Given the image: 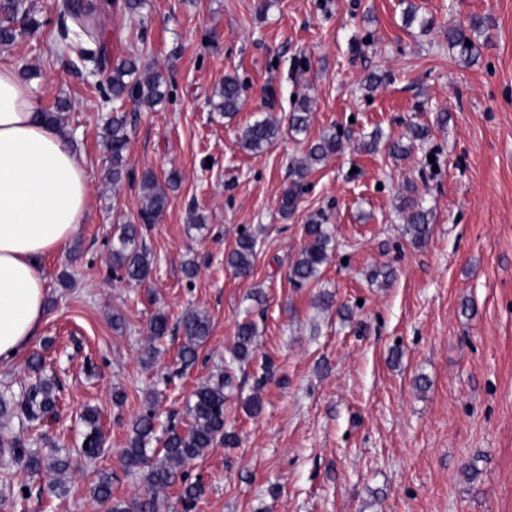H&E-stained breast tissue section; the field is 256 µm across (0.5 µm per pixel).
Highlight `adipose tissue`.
Returning a JSON list of instances; mask_svg holds the SVG:
<instances>
[{
	"mask_svg": "<svg viewBox=\"0 0 512 512\" xmlns=\"http://www.w3.org/2000/svg\"><path fill=\"white\" fill-rule=\"evenodd\" d=\"M90 208L85 162L48 124L29 86L0 65V363L38 335L46 315L43 257L62 249Z\"/></svg>",
	"mask_w": 512,
	"mask_h": 512,
	"instance_id": "ef3b65f1",
	"label": "adipose tissue"
}]
</instances>
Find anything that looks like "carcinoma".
Instances as JSON below:
<instances>
[{
  "mask_svg": "<svg viewBox=\"0 0 512 512\" xmlns=\"http://www.w3.org/2000/svg\"><path fill=\"white\" fill-rule=\"evenodd\" d=\"M61 19L57 39L49 46L52 55L73 52L81 66L95 70L98 81L95 86L104 90L107 100H130L136 106L152 108L163 100L167 80L160 72L147 73L141 70L139 56L125 57L112 55V48L104 37V31L96 15L107 13L113 7L109 0H57L55 4ZM42 27L41 21L29 6L28 0H0V46H9L22 34L34 35ZM448 44L465 61L476 58L479 44L466 34V30L452 26L448 28ZM244 86L234 75L224 76V83L208 98L213 112L232 119L240 110ZM310 121V100L307 95L298 99L297 107L290 113L288 128L295 134L307 130ZM281 132L280 121L268 116L247 124L241 132L240 144L243 149L259 153L271 146ZM103 139L112 161V185L122 182L126 173V152L128 131L125 115L114 112L103 128ZM343 143L334 133L323 135L312 144L301 160L292 164L294 180L281 198V211L288 216L293 213L306 178L329 157L341 151ZM142 205L135 222L122 224L112 242V266L129 282H144L151 273L152 261L149 252L140 240L142 224H155L168 205V195L158 179L151 173L141 177ZM402 210L405 213L407 231L413 242L421 243L430 234V211L417 199L403 197ZM306 243L290 265L289 281L295 288H302L316 281L321 268L329 260L330 244L333 241L326 216L319 212L311 216L304 225ZM256 257V239L243 233L236 240L233 249L225 256V263L240 276L251 274ZM183 342L179 359L183 367L193 365L198 350L208 340L211 324L206 315L189 309L179 321ZM169 324L165 314L152 317L149 325L151 340L161 339L168 334ZM256 326L251 321L238 325L235 343L230 349V359L224 363V370L214 378L197 386L187 406L190 419L187 430L176 425L168 427L164 436L156 435V415L148 408L132 423V434L127 448L122 450L123 468L128 473H139L146 484L145 493L130 501L112 497V475L102 474L92 487L96 500L108 504L107 512H160L165 499L160 494L175 484H180V501L184 512H190L202 496L201 482L188 480L185 467L200 458L217 442L226 448L238 445V436L226 428L224 404L226 390L233 386L236 366L249 361L254 353ZM31 370L38 374L36 381L20 398L0 394V419L9 421L37 422L45 425L57 417L58 384L55 379L42 375L43 363L38 357L29 361ZM101 412L87 406L80 415L85 431L80 455L87 461L96 459L102 451L104 437L100 425ZM47 456L41 450L19 438L6 442L0 448V456L6 458L4 465L21 466L31 476L47 480L48 490L55 493L63 489L57 476L71 468L69 452L60 448L51 449Z\"/></svg>",
  "mask_w": 512,
  "mask_h": 512,
  "instance_id": "obj_1",
  "label": "carcinoma"
}]
</instances>
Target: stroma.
<instances>
[{
  "label": "stroma",
  "instance_id": "stroma-1",
  "mask_svg": "<svg viewBox=\"0 0 512 512\" xmlns=\"http://www.w3.org/2000/svg\"><path fill=\"white\" fill-rule=\"evenodd\" d=\"M412 2L432 19L429 31L406 26L403 0H149L134 18L113 10L104 33L114 54L140 49L142 66L168 80L162 104L127 111L130 176L116 187L102 98L69 57L50 55L54 0H35L43 27L0 47V63L38 69L29 86L41 110L67 102L91 204L74 241L43 262L47 314L25 353L0 364V392L29 385L27 361L40 354L62 387L50 445L80 448L79 414L91 405L102 410L106 451L75 460L64 494L0 500V512H104L91 493L103 472L114 476V498L141 494L140 475L120 463L132 419L150 405L186 425L192 393L223 369L245 320L257 328L255 352L236 373L226 414L240 445L211 448L190 468L205 485L193 512H512V0ZM484 15L493 23L478 57L460 59L449 26ZM371 73L383 77L373 89ZM228 74L246 87L232 120L207 105ZM303 94L306 133L242 150L246 124L285 119ZM413 124L429 136L408 157L360 147L377 129L408 142ZM329 132L342 150L283 217L292 160ZM173 169L180 181L143 236L153 272L127 282L112 267L117 221L136 215L144 172L162 180ZM408 192L431 212L422 244L398 210ZM318 212L335 249L320 278L298 290L289 267ZM244 231L258 243L250 276L238 277L224 257ZM325 291L347 318L318 306ZM189 308L212 323L196 364L182 369L176 332L145 362L150 318L162 311L174 322ZM420 376L426 388L416 387ZM254 394L256 416L243 407Z\"/></svg>",
  "mask_w": 512,
  "mask_h": 512
}]
</instances>
